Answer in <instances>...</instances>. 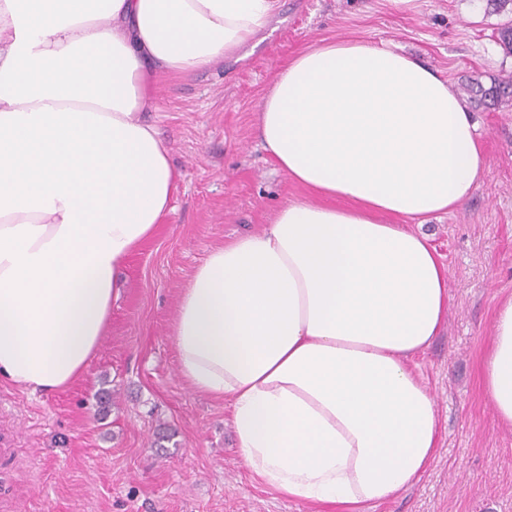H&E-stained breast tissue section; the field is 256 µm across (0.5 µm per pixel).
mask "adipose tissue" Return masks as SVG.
I'll return each mask as SVG.
<instances>
[{
	"instance_id": "1",
	"label": "adipose tissue",
	"mask_w": 512,
	"mask_h": 512,
	"mask_svg": "<svg viewBox=\"0 0 512 512\" xmlns=\"http://www.w3.org/2000/svg\"><path fill=\"white\" fill-rule=\"evenodd\" d=\"M278 0H0V378L81 375L118 272L171 213L177 178L146 89L251 42ZM257 137L315 200L213 250L171 323L178 371L229 401L243 464L299 500L362 512L435 459V401L411 367L448 316L421 226L478 187V126L420 60L362 41L300 53ZM344 199L341 207L333 199ZM512 429V296L481 364Z\"/></svg>"
}]
</instances>
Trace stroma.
I'll return each instance as SVG.
<instances>
[{"instance_id":"obj_1","label":"stroma","mask_w":512,"mask_h":512,"mask_svg":"<svg viewBox=\"0 0 512 512\" xmlns=\"http://www.w3.org/2000/svg\"><path fill=\"white\" fill-rule=\"evenodd\" d=\"M512 4L489 0H279L233 57L157 73L148 113L179 175L174 210L124 262L118 299L80 378L49 393L0 380V499L15 512H336L292 500L244 466L223 399L180 378L170 333L182 289L208 254L262 232L309 190L256 135L278 73L324 41L386 44L457 92L512 75L499 30ZM483 178L458 210L422 229L448 271L442 332L413 362L435 397L432 466L367 512H512V430L497 422L480 364L499 302L512 295V106L473 107Z\"/></svg>"}]
</instances>
